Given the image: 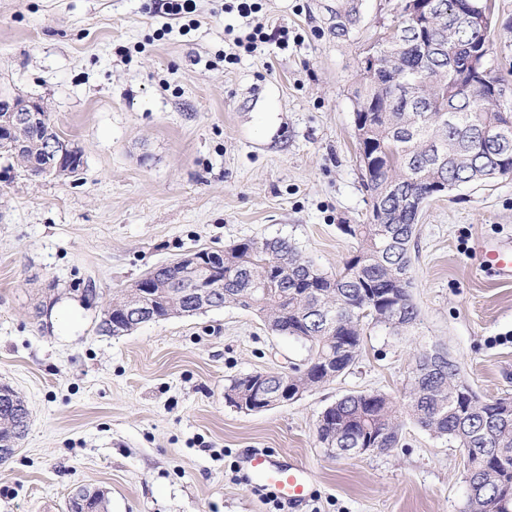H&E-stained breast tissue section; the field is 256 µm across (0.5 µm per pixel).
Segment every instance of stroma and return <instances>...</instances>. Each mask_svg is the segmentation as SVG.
<instances>
[{
  "label": "stroma",
  "instance_id": "1",
  "mask_svg": "<svg viewBox=\"0 0 512 512\" xmlns=\"http://www.w3.org/2000/svg\"><path fill=\"white\" fill-rule=\"evenodd\" d=\"M259 2L242 17L197 0L187 26L154 0H0V85L44 99L85 159L75 180L0 158V383L30 410L0 464V512H67L81 487L103 490L109 512H462L456 443L406 417L395 448L340 459L316 424L347 394L402 399L415 354L435 345L480 398H512V282L479 253L512 236V178L425 205L411 243L417 325L369 326L354 364L298 400L249 414L226 403L231 380L308 356L251 311L100 329L113 294L185 252L282 238L333 274L357 247L342 225L372 218L353 89L400 0ZM492 6L489 66L512 85V0ZM258 24L269 42L237 52ZM253 449L306 466L307 501L250 490L240 466Z\"/></svg>",
  "mask_w": 512,
  "mask_h": 512
}]
</instances>
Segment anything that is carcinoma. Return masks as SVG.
<instances>
[{"mask_svg": "<svg viewBox=\"0 0 512 512\" xmlns=\"http://www.w3.org/2000/svg\"><path fill=\"white\" fill-rule=\"evenodd\" d=\"M442 15L435 18L431 37L444 51L426 54L413 39L405 44L387 41L386 56L397 61L400 75L415 87V93L428 101L421 111L415 98L398 100L390 112H380L383 97L389 93L390 75L384 70L365 78L353 91L357 104L372 105L371 142L364 146L376 152L389 148L383 158L360 161L370 195L386 191L381 206L384 222L346 224L343 231L357 242L345 262L347 275L329 276L320 272L282 239H248L225 250L229 267L224 269L226 306L253 311L268 328L308 344L304 367L289 374L264 373L269 394L284 387L301 386L308 391L329 382L320 371L325 356L341 375L355 361L364 327L382 324L398 334L413 326L418 309L409 294L412 259L409 246L415 237L419 216L405 205L397 184L404 191L418 194L437 180L448 188L512 175V112H500L496 104H477L455 91L466 68V53L460 47L491 53L490 33L464 25L448 26L456 0H440ZM505 125L507 150L494 145L475 146L478 127ZM46 129L25 133L22 161L46 164L43 156ZM377 202H372L376 209ZM165 304L157 317L171 314H197L200 307H187L180 293L186 281L170 276ZM457 361L439 363L426 359V352L415 358L410 376L406 406L413 420L438 437L457 443L468 453L467 499L463 512H512V417L497 421L503 399L470 402L459 393ZM243 379H235L225 389V401L242 411L246 396L241 394ZM28 424L18 415L0 413V436H24ZM402 426L397 402L383 393L349 394L318 421V440L334 456L341 449L353 448L355 440L367 435H385L380 450L399 442Z\"/></svg>", "mask_w": 512, "mask_h": 512, "instance_id": "obj_1", "label": "carcinoma"}]
</instances>
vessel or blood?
Listing matches in <instances>:
<instances>
[{"instance_id":"b4317fda","label":"vessel or blood","mask_w":512,"mask_h":512,"mask_svg":"<svg viewBox=\"0 0 512 512\" xmlns=\"http://www.w3.org/2000/svg\"><path fill=\"white\" fill-rule=\"evenodd\" d=\"M481 266L499 279L511 281L512 239L486 246ZM243 475L255 488L269 491L289 504L304 502L309 496L310 481L303 465L281 462L264 452H252L245 457Z\"/></svg>"}]
</instances>
